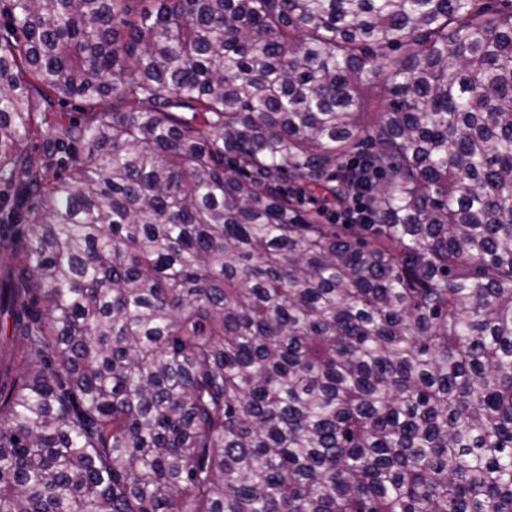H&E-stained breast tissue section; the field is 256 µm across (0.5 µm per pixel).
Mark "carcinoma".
Returning <instances> with one entry per match:
<instances>
[{
	"instance_id": "cac0c4a2",
	"label": "carcinoma",
	"mask_w": 512,
	"mask_h": 512,
	"mask_svg": "<svg viewBox=\"0 0 512 512\" xmlns=\"http://www.w3.org/2000/svg\"><path fill=\"white\" fill-rule=\"evenodd\" d=\"M0 184V512H512V11L0 0Z\"/></svg>"
}]
</instances>
